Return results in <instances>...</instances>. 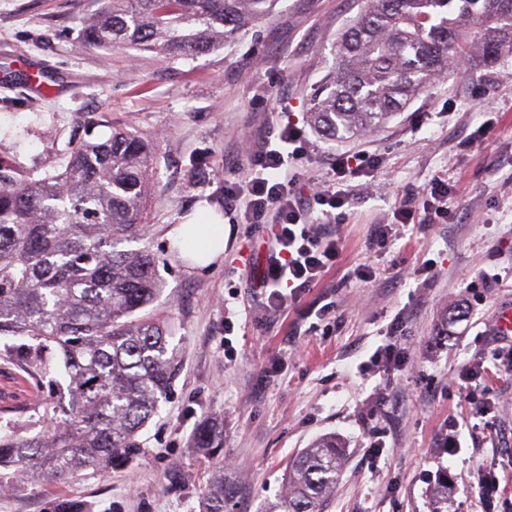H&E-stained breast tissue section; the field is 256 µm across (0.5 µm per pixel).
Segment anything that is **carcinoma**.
Wrapping results in <instances>:
<instances>
[{
    "label": "carcinoma",
    "instance_id": "carcinoma-1",
    "mask_svg": "<svg viewBox=\"0 0 512 512\" xmlns=\"http://www.w3.org/2000/svg\"><path fill=\"white\" fill-rule=\"evenodd\" d=\"M82 22L93 48L169 60L212 52L265 19L277 0H101ZM336 42V66L314 90L313 127L331 138L375 130L437 73L491 67L512 54V0H365ZM155 148L119 129L83 141L60 166L21 175L0 157V354L36 384L57 387L47 425L0 426V467L62 478L140 447L176 376L167 330L137 313L161 288L146 248ZM23 338L17 345L13 339ZM213 426L195 433L218 447ZM344 455L333 436L301 450L285 494L265 512H326ZM234 486L216 471L202 512H224Z\"/></svg>",
    "mask_w": 512,
    "mask_h": 512
}]
</instances>
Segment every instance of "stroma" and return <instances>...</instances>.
I'll return each instance as SVG.
<instances>
[{
    "label": "stroma",
    "mask_w": 512,
    "mask_h": 512,
    "mask_svg": "<svg viewBox=\"0 0 512 512\" xmlns=\"http://www.w3.org/2000/svg\"><path fill=\"white\" fill-rule=\"evenodd\" d=\"M362 6L279 0L224 47L173 62L86 45L81 22L99 0H0V157L38 175L77 142L115 129L156 147L146 245L163 288L144 313L169 326L178 367L126 462L65 480L20 481L0 467V512H201L218 470L235 486L226 512H263L283 493L289 460L326 435L344 451L327 512H432L444 480L448 512H512V377L475 383L491 389L493 442L464 433L458 453L440 446L462 407L458 373L479 360L494 371L496 350L512 348V335L491 333L495 314L512 308V285L479 280L512 274V54L489 70L456 67L373 132L326 138L310 123V98ZM287 123L306 135L295 164L301 193L328 179L336 154L366 151L379 162L337 180L350 205L335 220L310 212L340 237L339 257L265 326L245 286L265 262L262 236L222 201L225 184L247 180L258 130ZM437 178L448 183L447 223H398L399 203ZM201 207L224 216V253L205 267L183 258L171 235ZM384 224L387 242L373 245ZM366 265L369 280L359 274ZM327 303L328 326L310 330L307 310ZM396 333L406 365L374 366L372 354ZM52 395L0 359L1 426L28 422ZM206 418L224 430L212 452L193 443ZM377 439L385 448L373 456ZM484 467L499 480L485 507L473 489Z\"/></svg>",
    "instance_id": "1"
}]
</instances>
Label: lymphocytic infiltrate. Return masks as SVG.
Returning <instances> with one entry per match:
<instances>
[{
    "mask_svg": "<svg viewBox=\"0 0 512 512\" xmlns=\"http://www.w3.org/2000/svg\"><path fill=\"white\" fill-rule=\"evenodd\" d=\"M303 132L284 125L262 137L251 158L252 173L239 189L224 192L226 205L244 201L242 221L249 230H264L270 249L266 265L251 287L258 305L267 313L284 312L313 288L339 256L341 245L335 234L308 221L306 202L322 206L324 216L348 205L347 197L328 185L302 196L294 189V178L282 176L283 167L298 159L303 151ZM423 212L424 223L442 224L448 218V184L434 179L425 192L422 208L404 201L397 214L401 223L410 224L416 212Z\"/></svg>",
    "mask_w": 512,
    "mask_h": 512,
    "instance_id": "1",
    "label": "lymphocytic infiltrate"
}]
</instances>
